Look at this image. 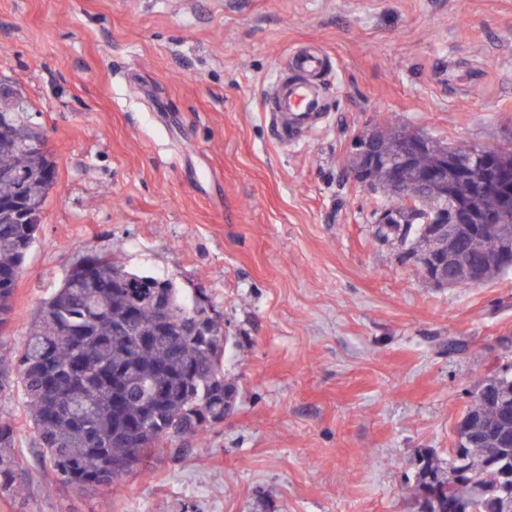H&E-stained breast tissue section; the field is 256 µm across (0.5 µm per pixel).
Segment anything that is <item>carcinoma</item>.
Instances as JSON below:
<instances>
[{"label": "carcinoma", "instance_id": "carcinoma-1", "mask_svg": "<svg viewBox=\"0 0 512 512\" xmlns=\"http://www.w3.org/2000/svg\"><path fill=\"white\" fill-rule=\"evenodd\" d=\"M0 203L20 201L44 209L55 178L44 175L55 162L44 134L32 121L21 92L0 86ZM403 127L385 128L376 150L395 153ZM472 164L466 175L448 174L445 210L471 200L477 162L484 147L456 145ZM437 150L420 154L415 169L437 166ZM378 208L403 213L387 172L370 171ZM400 243L414 257L429 249L423 225L400 227ZM36 225L0 217V347L13 309L16 277L35 238ZM502 232L488 224L477 234L460 232L449 249L482 260L484 281L512 272L501 256ZM209 297L187 295L170 280L127 270L108 253L73 260L61 280L41 300L37 316L15 363L0 365V391L21 384L40 464L56 485L86 492L110 489L130 466L155 456L179 458L189 438L202 446L210 429L224 422V398L235 390L224 380V324L215 321ZM497 384L512 401V378H483L458 422L464 437V465L456 468L432 452H422L416 495L431 496L436 512H512V494L502 491L499 465L487 449L512 460V443L490 441L500 424V403L486 394ZM21 476L14 428L0 422V494L13 491Z\"/></svg>", "mask_w": 512, "mask_h": 512}]
</instances>
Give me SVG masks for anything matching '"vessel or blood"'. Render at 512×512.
<instances>
[{
    "label": "vessel or blood",
    "instance_id": "b4317fda",
    "mask_svg": "<svg viewBox=\"0 0 512 512\" xmlns=\"http://www.w3.org/2000/svg\"><path fill=\"white\" fill-rule=\"evenodd\" d=\"M291 64L292 72L278 74L263 105L283 143L317 128L323 123L327 110L317 84L327 67L324 55L298 52Z\"/></svg>",
    "mask_w": 512,
    "mask_h": 512
}]
</instances>
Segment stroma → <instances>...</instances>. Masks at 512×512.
<instances>
[{
  "instance_id": "stroma-1",
  "label": "stroma",
  "mask_w": 512,
  "mask_h": 512,
  "mask_svg": "<svg viewBox=\"0 0 512 512\" xmlns=\"http://www.w3.org/2000/svg\"><path fill=\"white\" fill-rule=\"evenodd\" d=\"M307 46L330 112L285 147L262 100ZM0 82L56 166L7 349L73 258L115 252L206 291L237 390L205 447L96 494L51 489L21 389L0 392L27 485L0 512H250L258 487L285 512H414L419 451L447 459L512 361V275L426 281L346 157L377 121L512 143V0H0Z\"/></svg>"
}]
</instances>
